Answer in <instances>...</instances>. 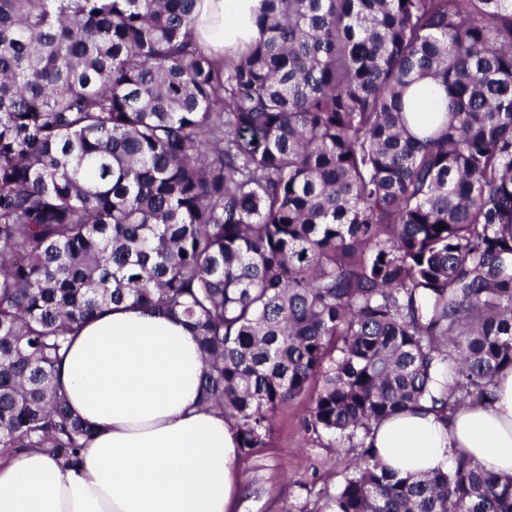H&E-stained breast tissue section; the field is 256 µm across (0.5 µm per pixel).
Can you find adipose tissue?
<instances>
[{"label":"adipose tissue","mask_w":512,"mask_h":512,"mask_svg":"<svg viewBox=\"0 0 512 512\" xmlns=\"http://www.w3.org/2000/svg\"><path fill=\"white\" fill-rule=\"evenodd\" d=\"M258 0H197L196 30L216 58L259 37ZM202 356L178 317L105 311L73 341L57 381L93 434L76 463L37 450L0 455V512H231L238 492L233 422L200 404ZM398 476L447 470L457 453L512 474V369L451 418L405 411L368 438Z\"/></svg>","instance_id":"ef3b65f1"}]
</instances>
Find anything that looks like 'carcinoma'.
<instances>
[{
  "label": "carcinoma",
  "instance_id": "1",
  "mask_svg": "<svg viewBox=\"0 0 512 512\" xmlns=\"http://www.w3.org/2000/svg\"><path fill=\"white\" fill-rule=\"evenodd\" d=\"M196 2L0 0V453L76 462L56 372L129 305L188 321L246 457L320 379L354 455L300 512H512L367 442L512 368V0H259L222 63Z\"/></svg>",
  "mask_w": 512,
  "mask_h": 512
}]
</instances>
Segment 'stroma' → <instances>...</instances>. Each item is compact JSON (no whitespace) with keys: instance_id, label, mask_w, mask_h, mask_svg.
<instances>
[{"instance_id":"35a3bbf8","label":"stroma","mask_w":512,"mask_h":512,"mask_svg":"<svg viewBox=\"0 0 512 512\" xmlns=\"http://www.w3.org/2000/svg\"><path fill=\"white\" fill-rule=\"evenodd\" d=\"M310 407L303 395L279 410L262 454L239 460L234 512H300L309 491L335 489L349 457L338 439L312 441L302 426Z\"/></svg>"}]
</instances>
